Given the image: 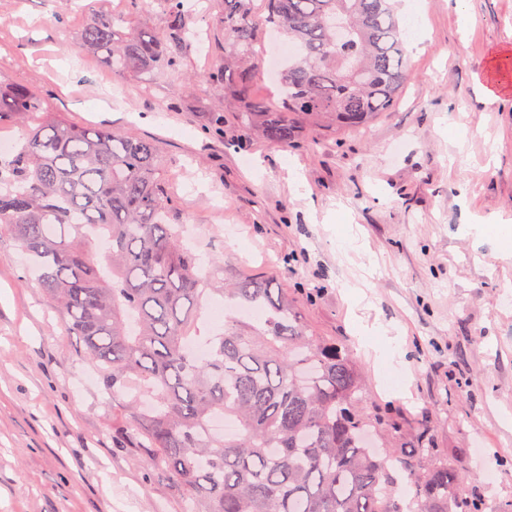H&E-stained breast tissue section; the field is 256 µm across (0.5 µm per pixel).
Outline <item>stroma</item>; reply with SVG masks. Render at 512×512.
<instances>
[{
    "label": "stroma",
    "mask_w": 512,
    "mask_h": 512,
    "mask_svg": "<svg viewBox=\"0 0 512 512\" xmlns=\"http://www.w3.org/2000/svg\"><path fill=\"white\" fill-rule=\"evenodd\" d=\"M206 3L195 72L224 56L221 4ZM418 3L397 107L361 135L299 127L285 148L240 130L223 87L76 59L66 46L91 18L86 0L63 27L45 0H0V73L71 121L155 142L181 221L224 277L285 284L310 331L352 355L367 404L392 412V448L429 436L463 491L512 512V251L493 230L512 223V0ZM215 102L220 139L207 130ZM373 325L400 336L404 369L365 357L358 330ZM148 459L124 401L0 234V512H183Z\"/></svg>",
    "instance_id": "obj_1"
}]
</instances>
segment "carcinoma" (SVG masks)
I'll return each instance as SVG.
<instances>
[{
	"label": "carcinoma",
	"mask_w": 512,
	"mask_h": 512,
	"mask_svg": "<svg viewBox=\"0 0 512 512\" xmlns=\"http://www.w3.org/2000/svg\"><path fill=\"white\" fill-rule=\"evenodd\" d=\"M183 0H128L121 19L93 12L72 52L127 76L183 74L197 18ZM224 61L196 77L242 103L240 125L288 146L298 125L362 132L394 108L411 79L397 0H222ZM266 22L294 53L277 99L254 96L257 34ZM39 91L0 75V123L27 114L16 153L0 158V231L27 256L48 304L80 337L112 397L128 396L150 465L184 496L185 512H485L448 461L379 451L380 419L360 394L353 359L308 334L288 290L270 276L224 284L233 315L185 349L216 276H200L165 191L156 145L73 123ZM209 130L224 135V106ZM222 414L232 436L208 423Z\"/></svg>",
	"instance_id": "1"
}]
</instances>
